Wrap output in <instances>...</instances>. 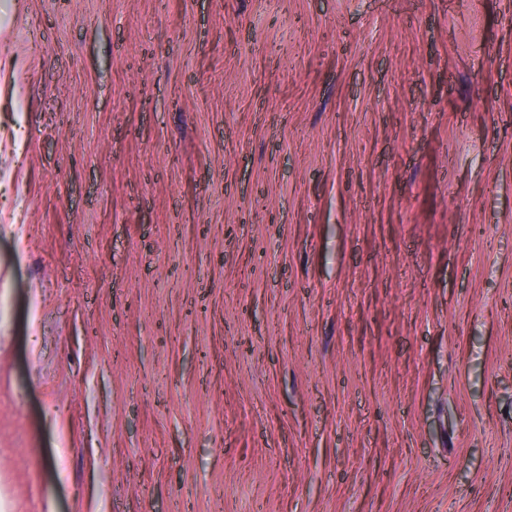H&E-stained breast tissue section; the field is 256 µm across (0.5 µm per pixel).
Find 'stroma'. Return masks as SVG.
<instances>
[{
	"mask_svg": "<svg viewBox=\"0 0 512 512\" xmlns=\"http://www.w3.org/2000/svg\"><path fill=\"white\" fill-rule=\"evenodd\" d=\"M0 512H512V0H0Z\"/></svg>",
	"mask_w": 512,
	"mask_h": 512,
	"instance_id": "1",
	"label": "stroma"
}]
</instances>
